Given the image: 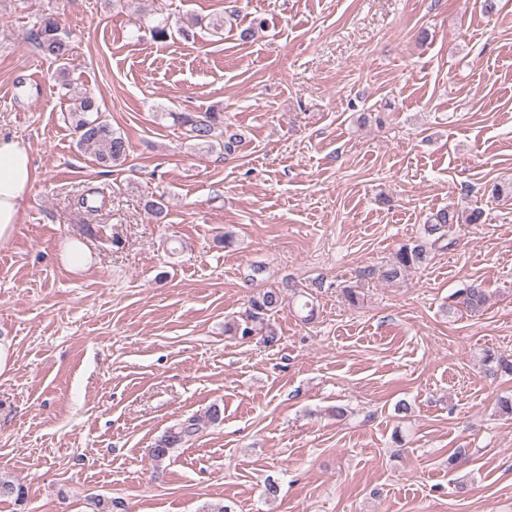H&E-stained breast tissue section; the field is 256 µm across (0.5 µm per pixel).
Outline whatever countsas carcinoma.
<instances>
[{
  "label": "carcinoma",
  "mask_w": 512,
  "mask_h": 512,
  "mask_svg": "<svg viewBox=\"0 0 512 512\" xmlns=\"http://www.w3.org/2000/svg\"><path fill=\"white\" fill-rule=\"evenodd\" d=\"M29 38L37 49L47 58L60 63L58 82L65 95L73 104L69 107L67 118L77 136L80 148L90 151L95 161L107 168L122 165L128 156V142L102 118V111L96 100L87 94H77L66 79L65 67L70 53V43L56 14L46 13L36 20ZM178 124L184 129L185 138L203 149L219 148L231 155L238 147L239 140L234 134L224 135V113L214 109L205 112H186L176 116ZM460 223L457 211L441 208L427 215L423 224L424 243L405 244L392 256L389 263L382 267L379 276L386 282L401 279L406 272L428 264L432 251L445 247L448 227ZM462 303L471 312L481 311L488 302V295L478 284H471L458 291ZM285 300L284 290L267 288L249 299V307L241 318L224 324V332L243 339L258 336L267 347L278 341L275 329L269 323L270 313L277 311ZM200 430V418L190 416L168 429L153 446L148 455L155 465H161L175 448L189 444Z\"/></svg>",
  "instance_id": "obj_1"
}]
</instances>
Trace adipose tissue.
<instances>
[{
  "label": "adipose tissue",
  "mask_w": 512,
  "mask_h": 512,
  "mask_svg": "<svg viewBox=\"0 0 512 512\" xmlns=\"http://www.w3.org/2000/svg\"><path fill=\"white\" fill-rule=\"evenodd\" d=\"M36 179L28 145L0 132V244L12 237Z\"/></svg>",
  "instance_id": "obj_1"
}]
</instances>
